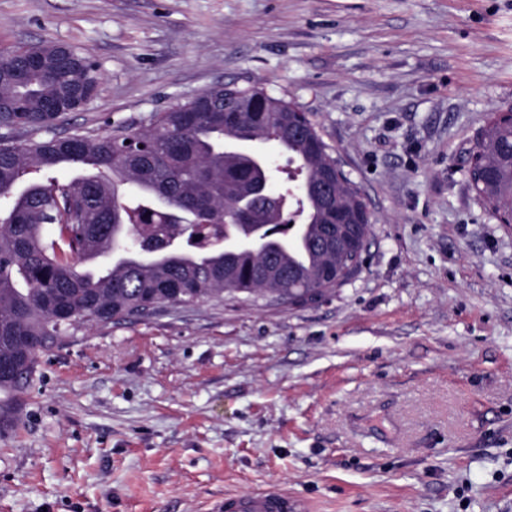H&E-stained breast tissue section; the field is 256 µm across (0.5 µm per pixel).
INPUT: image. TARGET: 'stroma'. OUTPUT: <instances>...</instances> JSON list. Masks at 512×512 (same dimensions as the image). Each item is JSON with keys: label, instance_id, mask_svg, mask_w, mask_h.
<instances>
[{"label": "stroma", "instance_id": "stroma-1", "mask_svg": "<svg viewBox=\"0 0 512 512\" xmlns=\"http://www.w3.org/2000/svg\"><path fill=\"white\" fill-rule=\"evenodd\" d=\"M87 49L53 135L138 131L235 80L297 105L372 214L313 303L233 297L81 329L0 420V512H512V226L469 152L512 110V0H0V47ZM309 502L280 488L250 495H228L211 505V512H309Z\"/></svg>", "mask_w": 512, "mask_h": 512}]
</instances>
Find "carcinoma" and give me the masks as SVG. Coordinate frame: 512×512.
Wrapping results in <instances>:
<instances>
[{
	"mask_svg": "<svg viewBox=\"0 0 512 512\" xmlns=\"http://www.w3.org/2000/svg\"><path fill=\"white\" fill-rule=\"evenodd\" d=\"M97 62L58 42L0 48V130H48L65 116L48 101L89 102ZM288 146L282 180L299 223L265 209L250 189L278 169L259 141ZM329 146L308 116L253 84H217L131 133L104 131L15 144L0 133V392L36 373L38 354L82 327L142 316L158 305L189 306L228 294L252 302L277 292L309 302L362 270L336 268V206L349 209L352 250L363 253L367 207L345 173L325 195ZM471 190L496 215L512 213V123L493 117L472 156ZM74 175L67 182L58 172ZM263 226L254 247L232 242ZM163 250L140 262L145 238Z\"/></svg>",
	"mask_w": 512,
	"mask_h": 512,
	"instance_id": "cac0c4a2",
	"label": "carcinoma"
}]
</instances>
